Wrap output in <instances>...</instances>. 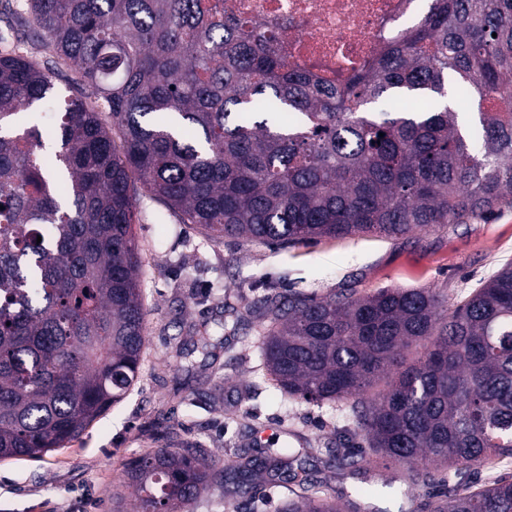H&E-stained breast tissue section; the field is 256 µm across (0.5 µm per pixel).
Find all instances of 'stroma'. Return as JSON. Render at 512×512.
Listing matches in <instances>:
<instances>
[{
  "label": "stroma",
  "mask_w": 512,
  "mask_h": 512,
  "mask_svg": "<svg viewBox=\"0 0 512 512\" xmlns=\"http://www.w3.org/2000/svg\"><path fill=\"white\" fill-rule=\"evenodd\" d=\"M135 239L147 347L139 382L79 439L38 459L0 461V512H132L127 465L178 433L224 462L269 445L305 449L321 470L346 424L343 409L297 404L275 391L256 348L243 337L211 357L194 351L189 325L220 330L231 311L262 298L268 285L320 295L341 288H432L463 300L512 260V206L485 222L425 229L397 239L322 238L266 247L211 241L139 191ZM183 343L184 356L170 351ZM285 487L265 481L255 499L212 484L184 512H281Z\"/></svg>",
  "instance_id": "1"
}]
</instances>
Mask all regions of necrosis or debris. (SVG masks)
Segmentation results:
<instances>
[{
	"mask_svg": "<svg viewBox=\"0 0 512 512\" xmlns=\"http://www.w3.org/2000/svg\"><path fill=\"white\" fill-rule=\"evenodd\" d=\"M224 10L278 23L275 47L284 61L317 82L337 85L397 43L408 18L425 16L418 0H224Z\"/></svg>",
	"mask_w": 512,
	"mask_h": 512,
	"instance_id": "4bbe7bcc",
	"label": "necrosis or debris"
}]
</instances>
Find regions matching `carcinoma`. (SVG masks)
<instances>
[{
	"mask_svg": "<svg viewBox=\"0 0 512 512\" xmlns=\"http://www.w3.org/2000/svg\"><path fill=\"white\" fill-rule=\"evenodd\" d=\"M1 20L15 37L0 51V460L65 447L139 379L133 174L208 239L267 247L512 206V0H430L343 85L288 66L277 25L226 15L224 0H7ZM35 104L52 106L48 142L18 120ZM244 326L281 393L350 403L347 452L328 448L327 464L368 488L344 505L300 450L219 469L171 436L127 466L137 512H177L216 480L255 493L266 471L286 512H373L417 490L429 512H512V480H470L512 456V261L459 304L427 288H288L224 321ZM194 335L205 355L220 343L205 324Z\"/></svg>",
	"mask_w": 512,
	"mask_h": 512,
	"instance_id": "1",
	"label": "carcinoma"
}]
</instances>
